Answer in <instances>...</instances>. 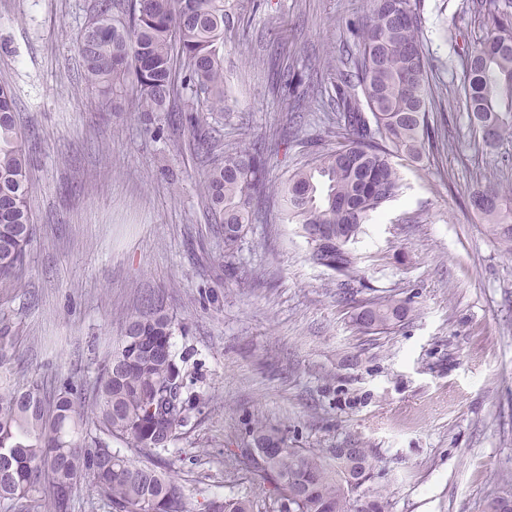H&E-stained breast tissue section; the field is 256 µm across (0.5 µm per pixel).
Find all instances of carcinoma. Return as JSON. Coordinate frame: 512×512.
Masks as SVG:
<instances>
[{
	"label": "carcinoma",
	"mask_w": 512,
	"mask_h": 512,
	"mask_svg": "<svg viewBox=\"0 0 512 512\" xmlns=\"http://www.w3.org/2000/svg\"><path fill=\"white\" fill-rule=\"evenodd\" d=\"M369 21L336 93L347 136L282 182L275 219L298 225L314 263L356 281L347 245L362 224L382 215L401 177L394 159L418 161L433 147V96L417 0H370ZM492 32L466 57L457 91L475 132L487 146L512 138V0H473ZM97 30L81 31L77 49L87 83L103 92L135 77L140 111L224 109V0H131L128 17L112 16V0L98 4ZM12 92L0 85V283L24 285L35 225L29 206V158L14 117ZM272 153L261 143L229 147L207 176L205 197L224 229L230 259L268 197ZM503 250L512 254V186L490 181L469 195ZM128 318L121 347L99 367L93 402L83 384L66 379L55 389L52 414L36 379L21 383L4 365L16 351L0 325V508L13 512L43 501L49 512H72V491L91 481L112 512H189L186 490L156 464L203 401L193 388L187 356L173 349L181 324L157 300ZM412 309L391 298L359 307L363 331L386 330ZM252 446L240 454L254 480L288 502V512H388L379 491L356 498L371 480L367 450L357 449L342 470L314 448H290L256 420ZM120 441L133 454L112 447ZM209 512H253L242 496L213 499Z\"/></svg>",
	"instance_id": "cac0c4a2"
}]
</instances>
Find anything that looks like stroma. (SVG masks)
I'll list each match as a JSON object with an SVG mask.
<instances>
[{"instance_id": "stroma-1", "label": "stroma", "mask_w": 512, "mask_h": 512, "mask_svg": "<svg viewBox=\"0 0 512 512\" xmlns=\"http://www.w3.org/2000/svg\"><path fill=\"white\" fill-rule=\"evenodd\" d=\"M224 7V109L194 128L139 111L134 85L115 99L86 85L76 37L96 0H0V84L26 134L36 225L26 287L0 285L12 372L50 389L67 375L93 383L152 296L181 321L173 345L205 395L166 455L190 512L240 495L267 512V488L234 458L257 418L293 448L367 449L389 512H486L512 487V254L466 199L489 176L512 184V140H478L455 91L486 21L471 0H420L441 135L402 161L400 195L350 244L361 283L347 300L297 225L262 212L220 263L203 184L226 144L284 127L273 183L337 146L333 98L367 0ZM286 103L299 114L288 127ZM198 130L209 153L193 150ZM379 297L412 314L362 333L357 304Z\"/></svg>"}]
</instances>
